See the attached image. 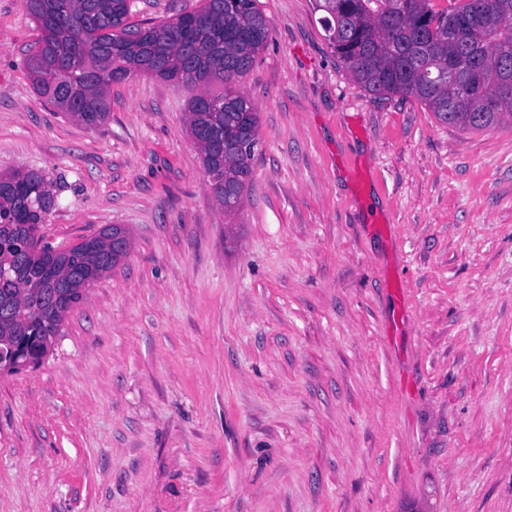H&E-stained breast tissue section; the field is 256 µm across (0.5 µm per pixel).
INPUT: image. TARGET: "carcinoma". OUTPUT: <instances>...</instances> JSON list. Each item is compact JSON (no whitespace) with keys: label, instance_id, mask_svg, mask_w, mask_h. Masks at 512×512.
Returning a JSON list of instances; mask_svg holds the SVG:
<instances>
[{"label":"carcinoma","instance_id":"1","mask_svg":"<svg viewBox=\"0 0 512 512\" xmlns=\"http://www.w3.org/2000/svg\"><path fill=\"white\" fill-rule=\"evenodd\" d=\"M43 38L27 60L37 93L70 119L89 128L107 122L110 88L132 72L170 80L191 93L187 126L201 153L219 206L242 200L251 180L248 144L260 142L251 99L233 86L265 48L271 22L259 0H203L194 13L133 28L131 0H24ZM323 0L328 41L363 90L412 95L438 122L464 131L491 130L512 112V100L475 121L482 100L497 94L512 70V0H486L489 14L473 12L475 0ZM460 69L483 65L477 85L433 82L448 59ZM219 82L224 91L206 86ZM56 206L43 173L0 174V370L17 372L40 363L87 289L128 252L112 251L119 226L103 229L65 249L41 244L38 231Z\"/></svg>","mask_w":512,"mask_h":512}]
</instances>
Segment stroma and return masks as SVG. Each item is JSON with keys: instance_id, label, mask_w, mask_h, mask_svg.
<instances>
[{"instance_id": "obj_1", "label": "stroma", "mask_w": 512, "mask_h": 512, "mask_svg": "<svg viewBox=\"0 0 512 512\" xmlns=\"http://www.w3.org/2000/svg\"><path fill=\"white\" fill-rule=\"evenodd\" d=\"M259 5L236 87L261 144L227 216L186 89L129 75L86 128L35 93L43 33L0 0V171L54 180L44 243L131 242L53 353L0 372V512H512V116L463 132L370 95L318 0Z\"/></svg>"}]
</instances>
